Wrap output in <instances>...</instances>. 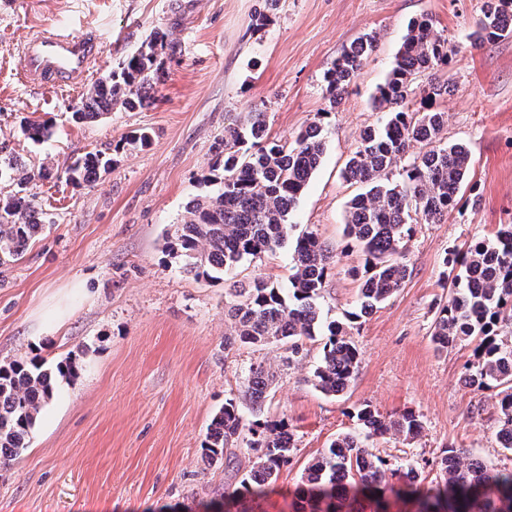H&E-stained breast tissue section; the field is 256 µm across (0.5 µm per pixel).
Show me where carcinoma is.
Here are the masks:
<instances>
[{
  "instance_id": "1",
  "label": "carcinoma",
  "mask_w": 512,
  "mask_h": 512,
  "mask_svg": "<svg viewBox=\"0 0 512 512\" xmlns=\"http://www.w3.org/2000/svg\"><path fill=\"white\" fill-rule=\"evenodd\" d=\"M512 37V0H485L482 17L469 39L483 45ZM377 34L366 33L344 49L323 74L325 113L336 110ZM178 51L168 32L154 28L137 51L98 79L71 111L76 123L94 122L115 107L128 112L150 105L165 74L166 59ZM448 64V40L434 33L423 15L409 22L395 64L378 88L374 107L385 122L365 129L346 160L341 177L360 187L348 202L344 233L364 253L355 311L345 320H327L318 304L333 256L312 232L290 238L289 217L320 168L324 155L321 121L311 123L292 143L271 141L266 113L247 112L224 127V156L209 179L214 189L191 200L185 215L165 235V252L181 269L207 280L231 279L225 289L227 329L224 342L284 349L288 363L306 358L307 344L323 341L312 373L314 387L327 396L343 393L359 366V349L347 328L391 297L409 276L406 246L419 224H436L455 208L467 183L471 157L460 143L443 141L445 113L434 108L451 87L431 83L416 96V76ZM22 133L41 143L51 127L26 120ZM15 193L0 198V264L18 260L50 223L25 195L33 177L26 164L8 159ZM111 166V159L89 152L64 171L66 180L91 183ZM402 169V180L389 173ZM293 240L288 285L263 278H237L244 260L273 253ZM448 298L438 304L431 342L438 350L474 345L464 376L475 390L498 389L495 437L512 452V224H500L449 259ZM76 376L72 362L46 368L37 360L0 364V466L28 447L43 408L58 380ZM274 372L264 362L248 368L244 397L249 416L229 398L211 421L202 444L208 464L236 467L235 449L246 440L253 452L240 487L212 502L213 512H254L263 489L290 464L293 433L283 422L266 420V400ZM358 430L336 436L304 467L289 512H389L387 487L395 480L396 500L412 512H512V469L491 470L463 448L444 449L429 487L410 463L396 469L368 448L378 438L414 439L423 430L419 415L407 411L385 416L365 403L356 412Z\"/></svg>"
}]
</instances>
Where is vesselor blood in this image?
<instances>
[{"label": "vessel or blood", "instance_id": "1", "mask_svg": "<svg viewBox=\"0 0 512 512\" xmlns=\"http://www.w3.org/2000/svg\"><path fill=\"white\" fill-rule=\"evenodd\" d=\"M98 55L99 43L95 38L48 31L26 45L21 75L28 83L77 87L86 80L90 65Z\"/></svg>", "mask_w": 512, "mask_h": 512}]
</instances>
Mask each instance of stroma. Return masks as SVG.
Here are the masks:
<instances>
[{"instance_id": "1", "label": "stroma", "mask_w": 512, "mask_h": 512, "mask_svg": "<svg viewBox=\"0 0 512 512\" xmlns=\"http://www.w3.org/2000/svg\"><path fill=\"white\" fill-rule=\"evenodd\" d=\"M484 0H0V142L32 170L26 193L51 222L22 257L0 268V363L71 360L78 377L60 382L27 448L0 468V512H207L225 487L222 466L203 462L201 445L225 398L241 393L250 364L276 371L268 415L292 426L296 449L261 500V512H288L301 468L338 433L353 430L355 407L381 414L410 410L420 437L377 439L389 464L411 463L433 479L444 447L466 449L488 465L512 468L495 441V390L462 383L471 346L436 351L430 334L447 295L445 260L512 224V39L472 46ZM432 16L452 51L435 80L443 136L471 155L462 206L437 224L419 225L407 244L410 275L400 290L352 332L357 375L334 398L310 382L320 356L292 365L284 352L224 343L221 281L184 273L164 250V235L186 204L207 191L223 150L225 126L246 112L267 114L271 137L291 142L313 121L324 127L322 165L289 221L338 255L320 307L336 319L353 310L364 258L347 248L343 224L356 189L340 171L362 131L384 112L373 99L391 70L407 24ZM95 32L91 68L99 78L134 53L158 25L178 45L150 106L117 108L85 125L69 109L81 89L22 81L21 52L46 26ZM379 34L355 82L326 113L323 73L351 41ZM53 126L35 143L24 119ZM149 147L127 145L138 129ZM100 150L113 164L94 183L56 179L78 156Z\"/></svg>"}]
</instances>
